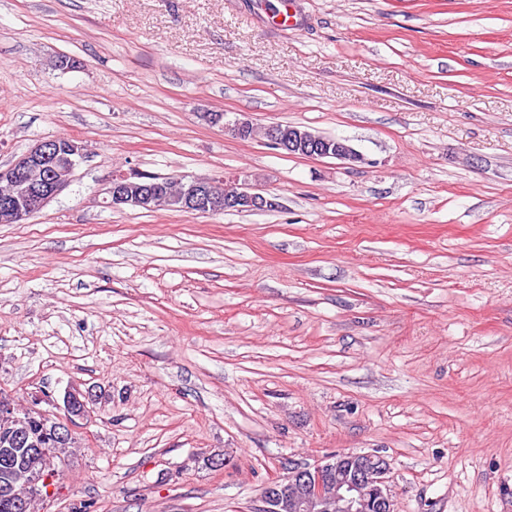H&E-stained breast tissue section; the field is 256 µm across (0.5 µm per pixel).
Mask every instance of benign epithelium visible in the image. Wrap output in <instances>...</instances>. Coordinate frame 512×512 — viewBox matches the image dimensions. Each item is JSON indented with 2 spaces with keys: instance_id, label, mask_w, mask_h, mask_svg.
Instances as JSON below:
<instances>
[{
  "instance_id": "1",
  "label": "benign epithelium",
  "mask_w": 512,
  "mask_h": 512,
  "mask_svg": "<svg viewBox=\"0 0 512 512\" xmlns=\"http://www.w3.org/2000/svg\"><path fill=\"white\" fill-rule=\"evenodd\" d=\"M267 141L289 155L334 157L351 164L362 155L343 143L333 144L307 132H284L273 123L265 127ZM84 145L73 138L38 141L27 152L6 166H0V223L18 224L39 212L70 183L75 169L85 159ZM181 189L171 194L169 185H139L128 182V175H114L105 189L112 207L150 208L160 199L172 208L189 212L218 209V203L243 204L256 211L275 205L262 194L236 191L219 196L213 179H183ZM44 401L38 397L20 411L11 401L0 402V413L14 422L19 444L28 441L27 416ZM65 420L59 424L63 440L74 435L75 419L89 414L83 393L69 390L63 398ZM390 464L375 453H340L305 467L288 466V474L269 486L260 498L257 512H399L391 490Z\"/></svg>"
}]
</instances>
